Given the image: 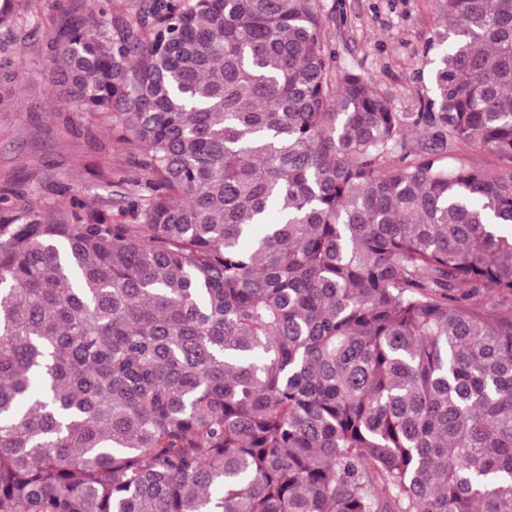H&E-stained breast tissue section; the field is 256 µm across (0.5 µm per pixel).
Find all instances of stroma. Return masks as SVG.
Masks as SVG:
<instances>
[{
	"label": "stroma",
	"mask_w": 512,
	"mask_h": 512,
	"mask_svg": "<svg viewBox=\"0 0 512 512\" xmlns=\"http://www.w3.org/2000/svg\"><path fill=\"white\" fill-rule=\"evenodd\" d=\"M336 70L374 77L398 112L421 111L433 96L440 29L439 0H320ZM34 20L21 32L0 28V63L22 56L24 74L0 83V189L9 187L42 207L66 185L117 213L128 191L122 177L135 167L116 148L101 114L60 104L51 84L57 67L48 55L45 0H32Z\"/></svg>",
	"instance_id": "1"
}]
</instances>
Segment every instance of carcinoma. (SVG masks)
I'll use <instances>...</instances> for the list:
<instances>
[{"mask_svg": "<svg viewBox=\"0 0 512 512\" xmlns=\"http://www.w3.org/2000/svg\"><path fill=\"white\" fill-rule=\"evenodd\" d=\"M48 7L137 171L0 194V512H512V167L441 156L512 164V0H442L413 116L318 0ZM448 158L445 159V162L454 163L455 158L470 160L479 164H488V165H496L502 166L506 165L505 162H500L494 156H492L489 152L477 147L470 146L467 148L453 149L448 148Z\"/></svg>", "mask_w": 512, "mask_h": 512, "instance_id": "1", "label": "carcinoma"}]
</instances>
